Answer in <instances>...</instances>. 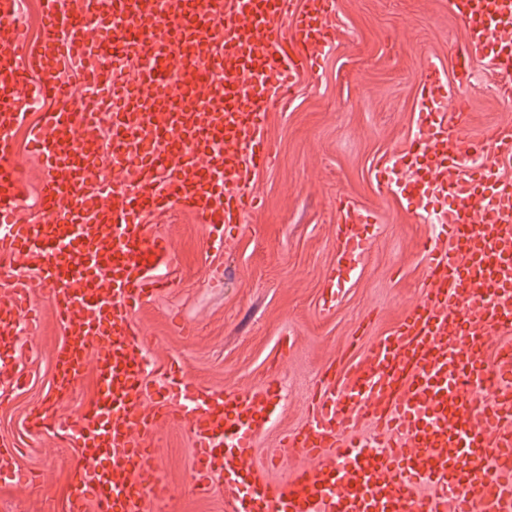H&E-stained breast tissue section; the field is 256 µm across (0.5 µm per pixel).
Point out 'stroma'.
<instances>
[{
  "label": "stroma",
  "instance_id": "35a3bbf8",
  "mask_svg": "<svg viewBox=\"0 0 512 512\" xmlns=\"http://www.w3.org/2000/svg\"><path fill=\"white\" fill-rule=\"evenodd\" d=\"M336 37L317 71L301 78L286 109L270 113L265 135L269 166L256 178L260 211L223 249L190 214L172 210L146 217L148 234L168 238L174 252L172 285L148 301L135 321L155 338L150 360L175 361L200 386L233 394L274 376L280 386L274 422L257 438L255 461L285 483L304 458L273 467L266 451L301 427L307 399L323 372L366 328L384 335L425 290L421 246L430 220L415 217L380 187L374 172L408 150L418 131L422 70L450 72L464 28L448 0H335ZM470 135L511 123L496 83L476 69L463 92ZM372 210V245L346 273L332 309L323 300L337 268L339 199ZM36 304L41 319L27 338L21 363L28 385L0 404V439L17 448L20 480L0 483V512H66L76 451L51 434L31 435L38 408L63 420L97 393L94 371L67 393L55 390L54 354L63 335L47 291ZM157 464L170 486L152 512H225L227 491L198 493L191 481L186 428H159Z\"/></svg>",
  "mask_w": 512,
  "mask_h": 512
}]
</instances>
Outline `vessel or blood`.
<instances>
[{
	"instance_id": "1",
	"label": "vessel or blood",
	"mask_w": 512,
	"mask_h": 512,
	"mask_svg": "<svg viewBox=\"0 0 512 512\" xmlns=\"http://www.w3.org/2000/svg\"><path fill=\"white\" fill-rule=\"evenodd\" d=\"M29 42L19 0H0V392L20 387L18 334L33 320L36 288L53 302L64 340L56 385L67 392L94 367V401L64 424L42 411L28 427L57 428L78 451L68 512H147L169 487L153 439L174 423L193 442L195 484H220L232 512H512V361L494 356L512 333V126L467 133L465 99L428 66L411 150L382 162L377 183L413 215L444 201L423 243L427 288L392 331L328 368L307 420L267 458L304 456L286 483L242 468L267 428L279 387L267 379L236 394L207 392L181 366L152 384L154 339L134 322L169 285L173 250L144 219L192 213L215 248L258 209L256 175L268 167L270 112L289 103L320 51L331 47L329 0H40ZM465 28L460 82L482 65L512 102V0H453ZM112 47L138 66L135 83L85 67ZM39 82H31L30 72ZM30 150L44 178L39 220L13 133L29 110ZM495 162L468 166L471 155ZM340 263L371 246L370 210L338 203ZM496 382L492 407L476 396Z\"/></svg>"
}]
</instances>
